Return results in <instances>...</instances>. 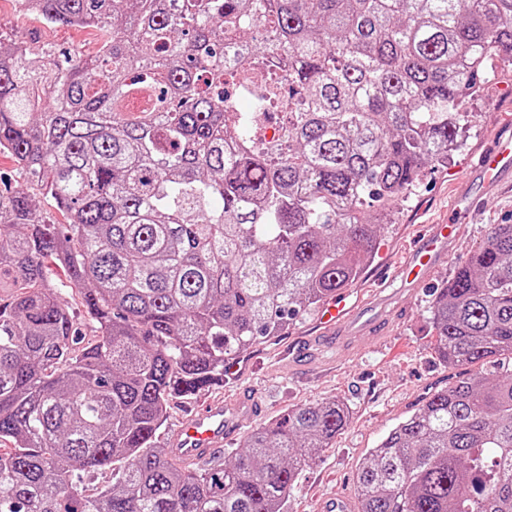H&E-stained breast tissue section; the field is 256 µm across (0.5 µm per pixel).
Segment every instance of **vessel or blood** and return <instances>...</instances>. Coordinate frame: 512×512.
<instances>
[{
  "label": "vessel or blood",
  "instance_id": "b4317fda",
  "mask_svg": "<svg viewBox=\"0 0 512 512\" xmlns=\"http://www.w3.org/2000/svg\"><path fill=\"white\" fill-rule=\"evenodd\" d=\"M512 176V137L498 139L484 151L476 164L479 194L461 189L457 197L458 210L473 213L483 197L489 196L501 182ZM460 226L447 221L430 225L428 233L406 254L394 270L401 284L417 288L425 284L436 266L445 258L448 245L455 240ZM322 332L317 339L320 351L337 350L351 332H362L373 337L387 329V314L374 301L358 304L348 301L341 293L330 298L320 308ZM249 402H233L216 398L207 400L191 412L178 429L171 450L172 456L183 463H194L211 456L224 446L225 436L232 433L242 416L251 414Z\"/></svg>",
  "mask_w": 512,
  "mask_h": 512
}]
</instances>
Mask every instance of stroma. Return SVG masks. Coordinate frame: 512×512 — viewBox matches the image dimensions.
<instances>
[{"label":"stroma","mask_w":512,"mask_h":512,"mask_svg":"<svg viewBox=\"0 0 512 512\" xmlns=\"http://www.w3.org/2000/svg\"><path fill=\"white\" fill-rule=\"evenodd\" d=\"M0 31L34 38L35 50L77 49L96 51L101 42L93 28L50 27L37 16L22 13L18 0H0ZM493 76L481 93L466 100L472 115L461 150L448 154L447 162L425 168L420 186L395 223L386 225L373 255L351 286L352 298L370 294L388 299L393 314L384 339L359 337L357 347L339 356L291 357L292 347L317 327L315 310L301 313L284 335L256 346L264 364L254 373L232 382L225 400L248 395L257 406L224 442L225 451L243 445L253 430L267 426L295 406L340 399L350 422L331 448L299 471L287 512H319L325 498H355V477L368 452L391 429L406 420L433 394L481 373L495 377L497 362L451 365L434 351L428 308L432 291L450 280L459 263L476 249L493 225L512 224V183L503 182L475 214L462 217L452 202L472 176L479 154L501 133L512 130V65L496 61ZM458 220L463 232L435 269L430 284L405 288L389 282L391 268L402 261L431 222Z\"/></svg>","instance_id":"obj_1"}]
</instances>
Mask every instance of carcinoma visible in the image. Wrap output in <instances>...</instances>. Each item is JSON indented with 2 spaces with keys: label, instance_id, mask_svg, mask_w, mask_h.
<instances>
[{
  "label": "carcinoma",
  "instance_id": "obj_1",
  "mask_svg": "<svg viewBox=\"0 0 512 512\" xmlns=\"http://www.w3.org/2000/svg\"><path fill=\"white\" fill-rule=\"evenodd\" d=\"M93 55L0 33V512H285L348 425L288 410L224 462L158 445L174 396L359 278L465 98L512 63V0H37ZM268 73L246 107L234 86ZM287 116L271 140L263 114ZM61 269L67 282L52 276ZM82 300L85 342L63 287ZM445 363L512 359V224L430 303ZM112 480L92 495L75 478ZM358 512H512V372L438 392L356 474ZM15 168L14 162L9 157L3 154L0 156V173L5 172L12 174L14 180H16V183L12 181V185L17 184V182L28 185V187L31 188V194L35 197L39 210L43 213H49L57 222L65 223L64 217L56 210L54 201L50 197L43 196L34 182H27V179L23 176L19 177V174L15 173Z\"/></svg>",
  "mask_w": 512,
  "mask_h": 512
}]
</instances>
